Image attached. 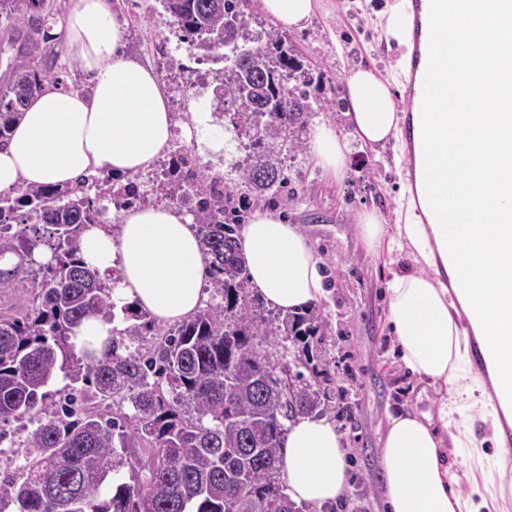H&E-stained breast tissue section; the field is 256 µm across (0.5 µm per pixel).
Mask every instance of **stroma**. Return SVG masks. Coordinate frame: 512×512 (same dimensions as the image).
<instances>
[{"mask_svg":"<svg viewBox=\"0 0 512 512\" xmlns=\"http://www.w3.org/2000/svg\"><path fill=\"white\" fill-rule=\"evenodd\" d=\"M126 26L127 50L149 65L174 100L176 116H189L195 107L177 101L178 69L165 50L175 39L171 17L158 0H110ZM399 0H316L315 14L300 30H285L291 46L312 75L308 101L314 109L310 126L327 125L349 138L345 78L357 68L391 77L404 48L382 36L378 23ZM291 184L274 203L252 201L288 223L298 225L324 262L325 295L316 303L329 323L322 344L327 360L321 387L328 395L327 420L342 436L349 463L346 495L321 512H386L382 496L381 437L388 416L434 412L445 393L442 382L410 373L393 348L384 294L389 275L385 250L367 247L359 234L363 212L374 211L384 223L398 221L402 185L407 176L398 168L391 147L371 148L351 141L344 172L330 177L318 167L310 150L285 160ZM472 445L448 451V473L462 495L471 496L475 512H512V495L491 486L477 495L475 480L483 474L502 476L512 484L505 449L490 439L489 420L463 410Z\"/></svg>","mask_w":512,"mask_h":512,"instance_id":"obj_1","label":"stroma"}]
</instances>
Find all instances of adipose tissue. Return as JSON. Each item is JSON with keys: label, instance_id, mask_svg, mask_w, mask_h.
Listing matches in <instances>:
<instances>
[{"label": "adipose tissue", "instance_id": "obj_1", "mask_svg": "<svg viewBox=\"0 0 512 512\" xmlns=\"http://www.w3.org/2000/svg\"><path fill=\"white\" fill-rule=\"evenodd\" d=\"M260 9L282 28L302 27L315 0H260ZM64 48L88 89L63 91L47 84L19 112L0 145V193L50 185L73 187L88 175L132 178L148 173L167 155L176 123L158 75L126 49L123 24L108 0H65ZM448 61L469 74L453 119L435 129L437 180L415 179L405 221L383 224L363 213L360 234L369 248L410 251L414 266L387 282L388 319L406 368L450 386L452 402L436 415L401 413L388 419L381 454L388 512H471L455 492L443 463L442 429L454 425V400L485 406L491 390L512 391V242L497 233L503 203L501 182L512 181V99L499 85L512 82L501 66L512 45V21L492 0H464L461 18L438 22ZM348 118L360 142L374 146L397 138L401 116L388 81L373 70L348 73ZM317 164L339 176L348 145L330 127L318 126L311 140ZM458 182L449 195L450 182ZM454 202L484 223H432L429 203ZM252 292L280 313L307 308L324 294L322 259L298 225L255 210L239 236ZM80 256L113 276V318H84L73 327L75 353L104 354L126 326L124 309L134 306L156 322L176 324L199 309L207 282V258L193 217L166 203L125 208L116 226L87 225ZM499 350L489 376L474 374L469 335ZM281 472L290 498L321 507L336 503L347 487L346 453L336 427L323 418L302 417L282 439Z\"/></svg>", "mask_w": 512, "mask_h": 512}]
</instances>
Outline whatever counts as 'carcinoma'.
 Segmentation results:
<instances>
[{"label": "carcinoma", "mask_w": 512, "mask_h": 512, "mask_svg": "<svg viewBox=\"0 0 512 512\" xmlns=\"http://www.w3.org/2000/svg\"><path fill=\"white\" fill-rule=\"evenodd\" d=\"M245 0H163L191 54L242 47L224 66V113L235 130L246 125V162L235 177L209 168L148 181L150 192L173 199L193 194V217L208 257L214 303L175 329L125 307L131 320L112 338V352L79 356L68 333L89 314L114 316L109 278L79 257L82 226L101 223L97 200L138 201L145 192L115 178L84 180L74 189L27 187L0 194V294L30 295L0 307V443L4 426L25 435L15 466L0 458V512H302L280 482L284 422L327 411L318 377L327 322L314 306L275 324L249 292L237 227L245 202L286 188L282 160L302 150L311 106L297 82L309 75L287 53L270 51L280 38L248 37ZM9 43L37 64L14 70L0 87V143L29 99L59 83L40 36L56 22L46 0H0ZM51 254L39 263L34 251ZM288 345L311 367L281 385L279 347Z\"/></svg>", "instance_id": "cac0c4a2"}]
</instances>
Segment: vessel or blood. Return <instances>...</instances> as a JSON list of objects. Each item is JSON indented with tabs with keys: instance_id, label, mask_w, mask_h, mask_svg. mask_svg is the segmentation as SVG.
<instances>
[{
	"instance_id": "1",
	"label": "vessel or blood",
	"mask_w": 512,
	"mask_h": 512,
	"mask_svg": "<svg viewBox=\"0 0 512 512\" xmlns=\"http://www.w3.org/2000/svg\"><path fill=\"white\" fill-rule=\"evenodd\" d=\"M460 5V0H406L411 52L400 133L407 146H430L431 128L443 122L440 95L454 97L465 80L463 71L444 62L437 28L440 19L458 14Z\"/></svg>"
}]
</instances>
